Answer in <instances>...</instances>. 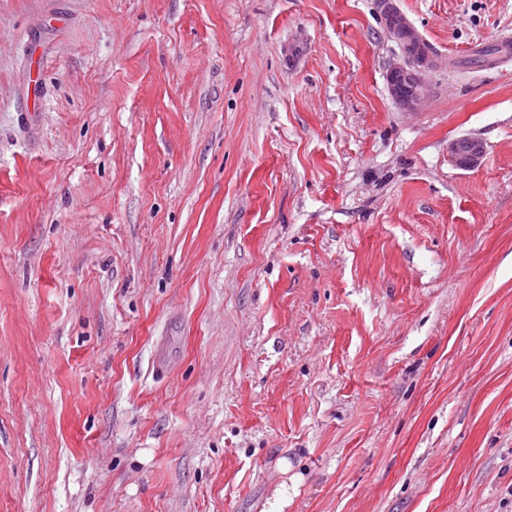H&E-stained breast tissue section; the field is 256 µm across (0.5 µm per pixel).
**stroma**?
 I'll return each mask as SVG.
<instances>
[{"instance_id":"1","label":"stroma","mask_w":512,"mask_h":512,"mask_svg":"<svg viewBox=\"0 0 512 512\" xmlns=\"http://www.w3.org/2000/svg\"><path fill=\"white\" fill-rule=\"evenodd\" d=\"M503 34L512 0H0V512H512ZM385 20L387 29L391 34L395 29V24L398 21L402 22L401 17L397 13L388 11V9L385 13ZM392 35L398 41L400 47L402 49H407L414 57L419 58L428 56V48L405 25L399 27ZM403 62L396 64L389 73V91L391 95L407 109H414L427 94V88L422 78V69L427 62L416 63L406 51L403 52ZM410 73L412 86L407 91H401L399 80ZM467 139L468 145L467 141L462 139L459 143V149L458 140L451 142L449 145V149L454 156L457 165L463 169H469L476 166L485 153L484 143L481 140L477 138ZM460 152L464 154H461Z\"/></svg>"}]
</instances>
